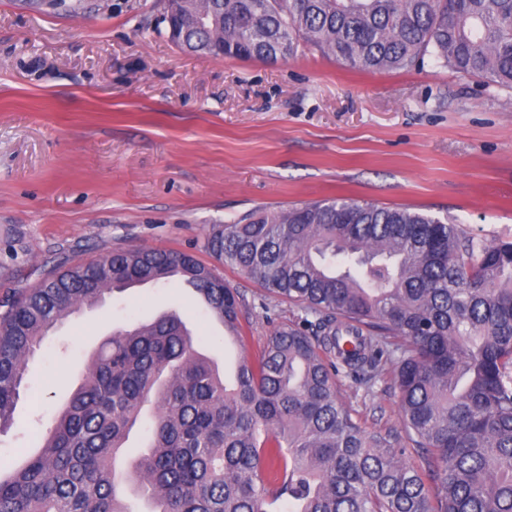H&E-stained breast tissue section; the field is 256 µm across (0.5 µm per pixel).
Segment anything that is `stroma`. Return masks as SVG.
<instances>
[{
    "label": "stroma",
    "instance_id": "obj_1",
    "mask_svg": "<svg viewBox=\"0 0 512 512\" xmlns=\"http://www.w3.org/2000/svg\"><path fill=\"white\" fill-rule=\"evenodd\" d=\"M89 10L0 0V301L60 262L112 249L183 251L215 265L211 225L260 207L343 196L448 215L512 240V89L440 69L358 71L315 50L287 59L204 57L167 38L163 0H88ZM245 345L230 343L176 282L147 283L63 320L30 362L0 468L37 454L90 355L116 330L175 308L216 363L256 356L298 308L246 275ZM370 432L405 441L392 375L336 380Z\"/></svg>",
    "mask_w": 512,
    "mask_h": 512
}]
</instances>
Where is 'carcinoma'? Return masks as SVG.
I'll use <instances>...</instances> for the list:
<instances>
[{
	"label": "carcinoma",
	"mask_w": 512,
	"mask_h": 512,
	"mask_svg": "<svg viewBox=\"0 0 512 512\" xmlns=\"http://www.w3.org/2000/svg\"><path fill=\"white\" fill-rule=\"evenodd\" d=\"M181 50L275 61L301 47L364 71L430 58L512 89V0H180ZM205 12L198 26L189 16ZM206 248L303 317L225 376L177 312L116 331L89 359L43 449L0 474V512H512V241L407 208L336 197L214 224ZM177 278L239 334V295L188 252L112 250L0 303V431L57 324ZM392 369L402 429L369 433L340 373ZM147 451L114 462L145 407Z\"/></svg>",
	"instance_id": "obj_1"
}]
</instances>
